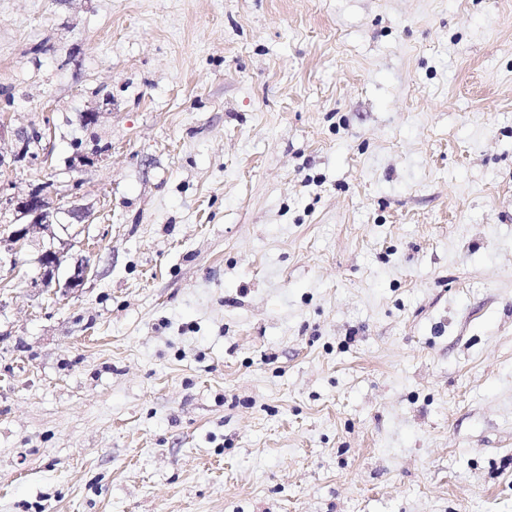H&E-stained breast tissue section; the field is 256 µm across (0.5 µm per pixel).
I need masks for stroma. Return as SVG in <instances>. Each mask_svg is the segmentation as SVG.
I'll list each match as a JSON object with an SVG mask.
<instances>
[{"instance_id": "stroma-1", "label": "stroma", "mask_w": 512, "mask_h": 512, "mask_svg": "<svg viewBox=\"0 0 512 512\" xmlns=\"http://www.w3.org/2000/svg\"><path fill=\"white\" fill-rule=\"evenodd\" d=\"M0 121V512H512V0H0ZM35 128L31 127L29 129H21L15 133V150H14V160H19L20 158L27 157L29 159L30 164L32 165L36 161L39 160L41 154H44L43 160H47V156L43 151L46 149L42 146L43 139L45 140L46 135L44 133L42 140L39 143L32 144L33 142V131ZM25 131V132H24ZM43 187V186H42ZM37 187L23 196H2V186L0 185V210L12 211L15 214V221L30 217L26 224H4L7 227V235L2 236V225L0 229V251L1 245L5 241L8 243V250L16 255L19 254L29 240L36 233L51 232V227L57 223V213L59 208H54L45 188ZM56 216V219H55ZM41 256L40 267L42 271L39 278L31 281L32 288H52L53 284L54 288H78L82 286L91 271L88 261L81 260L80 263L75 265L73 273L65 279L61 286L57 273L63 262L62 253L50 245Z\"/></svg>"}]
</instances>
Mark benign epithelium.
Here are the masks:
<instances>
[{
    "label": "benign epithelium",
    "instance_id": "obj_1",
    "mask_svg": "<svg viewBox=\"0 0 512 512\" xmlns=\"http://www.w3.org/2000/svg\"><path fill=\"white\" fill-rule=\"evenodd\" d=\"M33 131L34 128L31 127L15 133L14 159L26 157L32 164L39 160L44 148L40 143H33ZM0 210L13 212L17 220L23 217L30 218V221L25 224L7 225V235H0V244L8 243L9 251L14 255L21 252L32 235L51 231L55 216L59 213V209L53 207L48 194L42 187H37L23 196L3 197L0 195ZM62 262L61 252L52 246L46 248L42 253L40 277L31 281V287L51 288L55 286L58 288L63 286L71 289L82 286L91 271L90 264L86 261L76 264L73 273L62 282L57 276Z\"/></svg>",
    "mask_w": 512,
    "mask_h": 512
}]
</instances>
